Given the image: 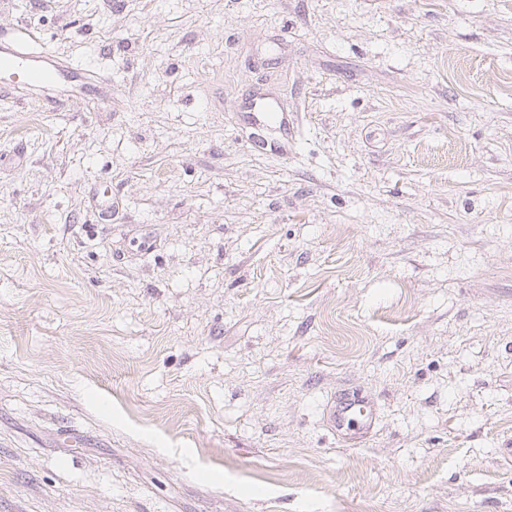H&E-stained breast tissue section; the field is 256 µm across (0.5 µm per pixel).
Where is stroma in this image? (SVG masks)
Returning a JSON list of instances; mask_svg holds the SVG:
<instances>
[{"label": "stroma", "instance_id": "obj_1", "mask_svg": "<svg viewBox=\"0 0 512 512\" xmlns=\"http://www.w3.org/2000/svg\"><path fill=\"white\" fill-rule=\"evenodd\" d=\"M22 27L109 84L0 74V512H512V0ZM327 416L338 437L363 436L375 423L376 408L372 402L343 391L331 401Z\"/></svg>", "mask_w": 512, "mask_h": 512}]
</instances>
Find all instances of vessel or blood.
<instances>
[{
  "instance_id": "vessel-or-blood-1",
  "label": "vessel or blood",
  "mask_w": 512,
  "mask_h": 512,
  "mask_svg": "<svg viewBox=\"0 0 512 512\" xmlns=\"http://www.w3.org/2000/svg\"><path fill=\"white\" fill-rule=\"evenodd\" d=\"M0 73L15 76L23 87L56 90L70 84L83 90L97 88L101 77L86 69L58 59L55 55L28 49L24 35H0ZM327 416L338 437L365 435L376 420V408L370 401L344 391L331 401Z\"/></svg>"
}]
</instances>
